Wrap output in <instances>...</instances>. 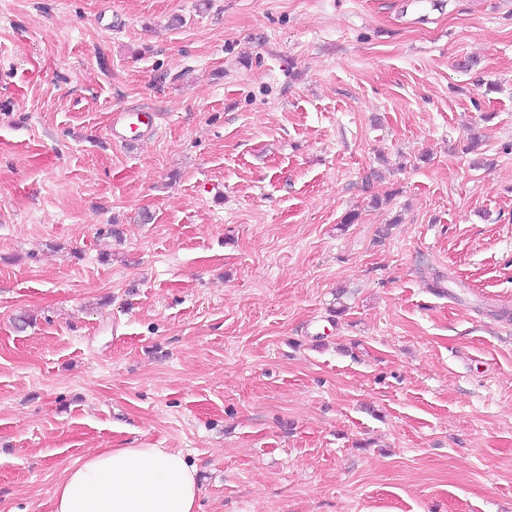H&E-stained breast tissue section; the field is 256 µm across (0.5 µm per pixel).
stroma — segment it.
Wrapping results in <instances>:
<instances>
[{"label": "stroma", "mask_w": 512, "mask_h": 512, "mask_svg": "<svg viewBox=\"0 0 512 512\" xmlns=\"http://www.w3.org/2000/svg\"><path fill=\"white\" fill-rule=\"evenodd\" d=\"M142 447L512 512V0H0V512ZM157 113L149 110L117 109L111 116L112 134L121 141L153 131Z\"/></svg>", "instance_id": "35a3bbf8"}]
</instances>
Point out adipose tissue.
I'll return each mask as SVG.
<instances>
[{"label": "adipose tissue", "instance_id": "obj_1", "mask_svg": "<svg viewBox=\"0 0 512 512\" xmlns=\"http://www.w3.org/2000/svg\"><path fill=\"white\" fill-rule=\"evenodd\" d=\"M197 468L180 451L109 448L70 466L52 512H198Z\"/></svg>", "mask_w": 512, "mask_h": 512}]
</instances>
